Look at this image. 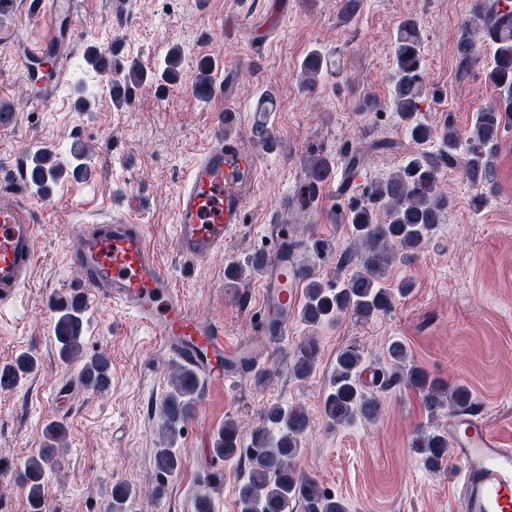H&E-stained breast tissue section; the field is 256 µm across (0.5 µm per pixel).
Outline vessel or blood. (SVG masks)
I'll use <instances>...</instances> for the list:
<instances>
[{
	"instance_id": "1",
	"label": "vessel or blood",
	"mask_w": 512,
	"mask_h": 512,
	"mask_svg": "<svg viewBox=\"0 0 512 512\" xmlns=\"http://www.w3.org/2000/svg\"><path fill=\"white\" fill-rule=\"evenodd\" d=\"M43 33L28 46L37 69H25L33 86L34 107L46 105L55 76L64 71L75 49L73 0H48L40 16ZM258 159L238 142L225 139L216 122L211 140L195 151L186 182L175 199L178 252L196 263L223 250L227 235L241 224L256 187ZM120 215L88 223L71 242L68 258L82 271L85 300L123 306L157 330L162 345L213 384L232 377L244 343L224 338L221 323L191 305L153 252L141 225L140 196L124 199ZM28 203L0 196V306L9 305L36 263L38 226ZM266 255L257 329L267 336L288 332V315L302 298L303 278L289 247L287 226ZM454 447L450 480L457 512H512V448L504 447L486 423L464 416L448 421Z\"/></svg>"
}]
</instances>
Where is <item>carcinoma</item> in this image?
I'll return each mask as SVG.
<instances>
[{"label": "carcinoma", "instance_id": "obj_1", "mask_svg": "<svg viewBox=\"0 0 512 512\" xmlns=\"http://www.w3.org/2000/svg\"><path fill=\"white\" fill-rule=\"evenodd\" d=\"M421 22L415 17L398 21L395 28V68L393 104L395 112L405 125L406 132L415 143L424 145L439 140L435 151H421L410 157L397 172L374 180L365 187L364 203L342 216L352 227V241L340 253V264L354 265L353 272L332 287L306 275V302L303 321L314 327L337 320L350 313L369 318L391 309L393 292L382 282L397 257L412 259L428 240L436 225L442 223L450 201L440 187L443 169H462L466 178L480 193L473 198L475 205L484 203L485 192L496 186V148L502 131L512 123V6L503 0H474L470 17L465 22L456 44L459 66L467 72L478 60L480 43L494 47L492 62L486 66V78L497 91V101L478 110L466 138L467 150L461 151V136L450 123L438 130L423 119L421 103L428 98L422 79ZM86 61L93 69L107 77L112 85V102L118 106L129 102L133 86L142 82L147 73L136 64L129 67L123 80L109 78V63L104 54L92 47ZM180 54L171 50L164 58L160 77L169 82L179 79ZM308 75L305 87L316 90L320 76L327 71L326 57L317 50L310 51L302 62ZM212 62H201L194 85L198 95L205 97L212 91ZM255 136L268 150L274 149L276 140L266 122L257 120L253 126ZM31 181L37 192L47 191V181L57 180L63 174L60 163L52 160V152L36 150L32 157ZM363 162V155L354 152L346 161L342 191L349 190ZM332 168L326 158L310 163L306 180L301 188L300 206L311 204L318 188L331 179ZM383 209L385 220L377 217ZM86 303L76 294L61 297L55 303L58 314L55 337L59 357L69 361L81 353ZM318 348L315 340L304 342L294 354L291 372L304 379L313 371ZM390 370L382 372L381 386L386 389L403 383L421 394L428 412L434 413L446 406L456 415L476 417L480 406L465 385H448L432 379L419 366L407 363V348L399 340L387 348ZM362 353L348 346L336 357L332 390L324 403V412L333 425L349 424L358 418L372 420L380 411L377 398L361 391L359 376ZM36 360L27 353L0 373V384H11L19 376L32 372ZM81 380L92 391L105 394L111 387V363L98 354L85 361ZM172 390L163 400L160 412L163 418L164 438L154 457L155 468L166 478L180 471V458L173 448L179 426L190 412L199 379L194 370L181 368L171 381ZM265 425L253 434L252 447L241 448L240 434L233 420L224 421L212 443L214 456L232 459L247 452L250 472L238 490L240 512H286L289 503L300 504L303 512H346L343 503L329 494L319 483L298 473L294 461L301 454V437L310 427L308 416L297 408L280 405L269 407L264 414ZM46 442L38 456L30 458L24 469L23 480L32 512H43V475L45 466L54 461L55 444L64 436L57 423L47 425ZM417 451L425 466L438 469L448 461V432L434 431L417 440ZM133 489L126 484L112 486L110 512H125Z\"/></svg>", "mask_w": 512, "mask_h": 512}]
</instances>
